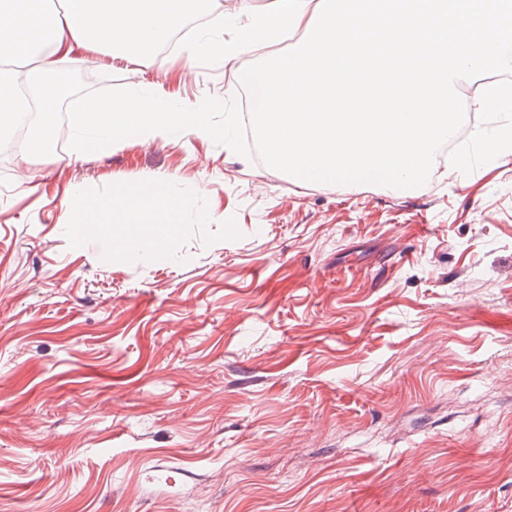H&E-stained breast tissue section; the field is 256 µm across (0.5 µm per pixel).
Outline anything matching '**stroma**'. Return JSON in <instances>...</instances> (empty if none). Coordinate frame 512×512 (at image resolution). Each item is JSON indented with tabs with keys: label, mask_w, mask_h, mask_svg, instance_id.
<instances>
[{
	"label": "stroma",
	"mask_w": 512,
	"mask_h": 512,
	"mask_svg": "<svg viewBox=\"0 0 512 512\" xmlns=\"http://www.w3.org/2000/svg\"><path fill=\"white\" fill-rule=\"evenodd\" d=\"M255 61L73 69L187 104ZM134 181L183 220L117 263L67 204ZM0 512H512V161L407 193L192 135L0 155Z\"/></svg>",
	"instance_id": "1"
}]
</instances>
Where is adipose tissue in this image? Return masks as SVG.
Segmentation results:
<instances>
[{
  "instance_id": "adipose-tissue-1",
  "label": "adipose tissue",
  "mask_w": 512,
  "mask_h": 512,
  "mask_svg": "<svg viewBox=\"0 0 512 512\" xmlns=\"http://www.w3.org/2000/svg\"><path fill=\"white\" fill-rule=\"evenodd\" d=\"M63 14L47 13L34 0H0V56L30 62L32 82L51 84L55 96L65 89L52 77L65 60L82 52H120L155 59L165 33L189 12L188 0H65ZM70 223L85 236H111L114 261L132 249L170 238L181 222L182 206L163 184L141 182L113 188L95 201L77 194L68 203Z\"/></svg>"
}]
</instances>
